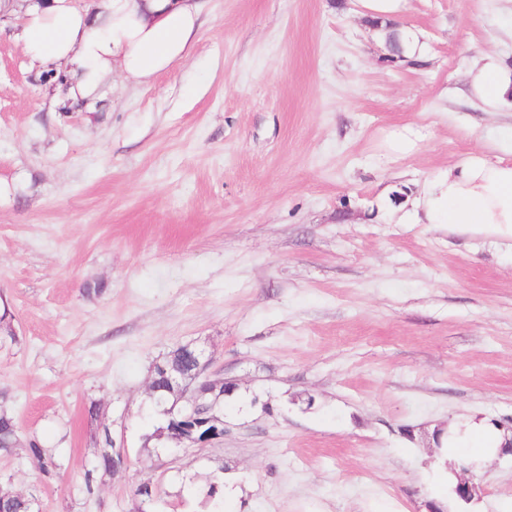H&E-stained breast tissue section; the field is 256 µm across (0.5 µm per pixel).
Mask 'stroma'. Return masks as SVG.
Returning <instances> with one entry per match:
<instances>
[{
	"instance_id": "obj_1",
	"label": "stroma",
	"mask_w": 512,
	"mask_h": 512,
	"mask_svg": "<svg viewBox=\"0 0 512 512\" xmlns=\"http://www.w3.org/2000/svg\"><path fill=\"white\" fill-rule=\"evenodd\" d=\"M189 56L150 84L57 102L0 29V393L22 441L0 481L42 512H166L223 473L226 512H429L432 429L512 419V249L411 204L449 165L501 153L512 0H402L400 62L362 0H202ZM409 133L413 147L399 150ZM103 292L86 297V286ZM234 385L224 438L170 461L142 444L177 345ZM127 465L86 498L104 432ZM61 468L45 477L30 443ZM451 512H512V457ZM510 87V81L503 78L490 58L475 68L471 74L470 90L474 97L494 103L504 97Z\"/></svg>"
}]
</instances>
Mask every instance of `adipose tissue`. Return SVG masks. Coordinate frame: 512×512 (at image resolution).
<instances>
[{"label":"adipose tissue","mask_w":512,"mask_h":512,"mask_svg":"<svg viewBox=\"0 0 512 512\" xmlns=\"http://www.w3.org/2000/svg\"><path fill=\"white\" fill-rule=\"evenodd\" d=\"M198 0H0V13L21 16L15 38L32 67L62 69L69 103L93 101L113 77L143 85L185 60L199 19ZM512 89L493 60L471 74L474 97L494 103ZM425 224H450L512 248V159L471 155L427 183L415 201ZM505 440L486 419L444 430V451L466 449L491 460Z\"/></svg>","instance_id":"ef3b65f1"}]
</instances>
